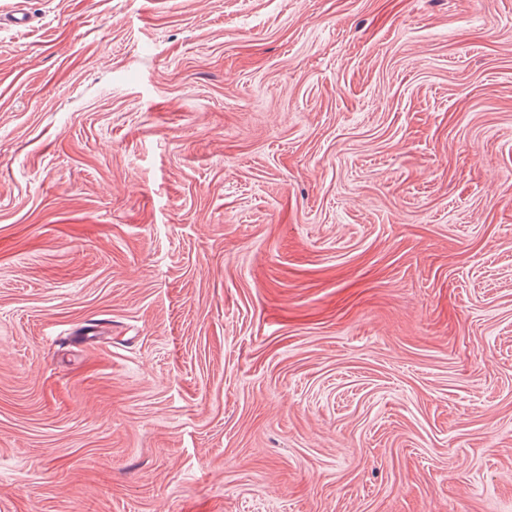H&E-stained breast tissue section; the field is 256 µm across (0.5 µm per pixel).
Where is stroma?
<instances>
[{"instance_id":"35a3bbf8","label":"stroma","mask_w":512,"mask_h":512,"mask_svg":"<svg viewBox=\"0 0 512 512\" xmlns=\"http://www.w3.org/2000/svg\"><path fill=\"white\" fill-rule=\"evenodd\" d=\"M0 0V512H512V0Z\"/></svg>"}]
</instances>
